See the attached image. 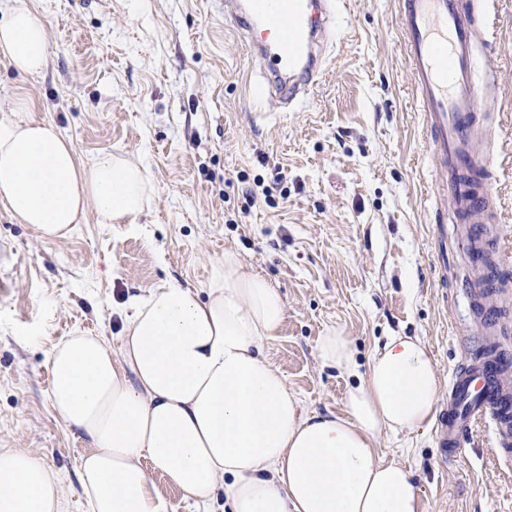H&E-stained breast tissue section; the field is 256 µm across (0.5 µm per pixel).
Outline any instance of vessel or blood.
<instances>
[{
	"mask_svg": "<svg viewBox=\"0 0 512 512\" xmlns=\"http://www.w3.org/2000/svg\"><path fill=\"white\" fill-rule=\"evenodd\" d=\"M340 0H224V18L266 65V79L253 93L283 101L306 98L318 84L323 35L335 21ZM400 21L426 144L435 165L433 189L449 202L460 250L468 262L461 286L481 336V354L455 368L448 379V405L437 433L455 449L478 423H489L498 453L512 463V363L504 356L503 306L492 271L486 225L496 202L487 177L491 132L476 121L482 105L496 99L493 78L478 79L479 51L489 43L484 13L462 10L458 0H400Z\"/></svg>",
	"mask_w": 512,
	"mask_h": 512,
	"instance_id": "vessel-or-blood-1",
	"label": "vessel or blood"
}]
</instances>
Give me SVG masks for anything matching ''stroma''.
I'll use <instances>...</instances> for the list:
<instances>
[{
    "mask_svg": "<svg viewBox=\"0 0 512 512\" xmlns=\"http://www.w3.org/2000/svg\"><path fill=\"white\" fill-rule=\"evenodd\" d=\"M45 22L47 70L21 76L0 57V120L13 96L54 125L79 161L109 150L150 182L127 224L95 214L42 238L0 208V448L59 472L63 512H85L74 467L83 439L54 410L49 353L85 333L118 343L127 296L175 279L196 290L234 252L286 300L265 357L303 406L341 412L348 380L322 367L327 328L367 365L387 336L420 337L442 377L480 338L460 287L407 69L397 0H346L324 71L293 106L257 101L264 63L224 24V0H30ZM498 97L492 127L495 222L512 248V0H491ZM378 456L412 469L426 512H512V467L488 425L455 452L435 426L383 434Z\"/></svg>",
    "mask_w": 512,
    "mask_h": 512,
    "instance_id": "35a3bbf8",
    "label": "stroma"
}]
</instances>
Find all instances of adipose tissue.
<instances>
[{"label":"adipose tissue","instance_id":"obj_1","mask_svg":"<svg viewBox=\"0 0 512 512\" xmlns=\"http://www.w3.org/2000/svg\"><path fill=\"white\" fill-rule=\"evenodd\" d=\"M0 56L19 73L49 62L45 23L27 0H0ZM0 120V206L47 239L88 213L116 223L143 209L139 163L102 151L79 163L73 143L15 97ZM286 303L232 252L206 294L172 280L129 296L118 346L77 334L49 355L50 399L89 446L76 464L88 512H172L150 474L223 512H423L411 470L380 461L384 433L431 424L441 379L420 337L393 335L360 368L353 342L327 329L322 365L351 378L342 413L308 411L263 344ZM58 473L30 452L0 448V512H61Z\"/></svg>","mask_w":512,"mask_h":512}]
</instances>
